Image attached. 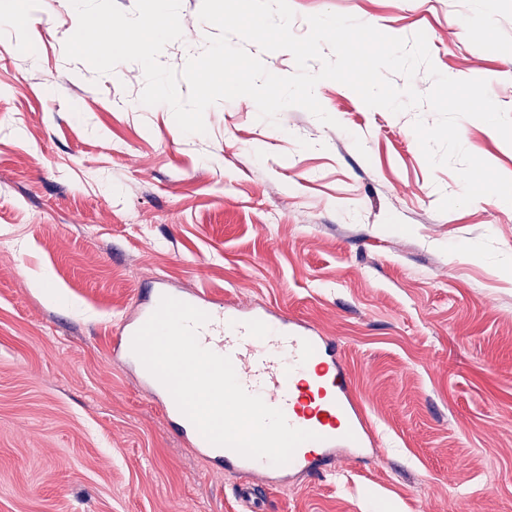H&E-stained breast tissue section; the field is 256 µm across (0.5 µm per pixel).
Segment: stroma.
Segmentation results:
<instances>
[{"instance_id":"35a3bbf8","label":"stroma","mask_w":512,"mask_h":512,"mask_svg":"<svg viewBox=\"0 0 512 512\" xmlns=\"http://www.w3.org/2000/svg\"><path fill=\"white\" fill-rule=\"evenodd\" d=\"M182 0V70L215 27ZM397 37L424 32L444 75L483 79L512 111V0H290ZM71 0L0 24V512H244L132 367L115 330L161 277L266 304L338 344L384 464L340 460L268 491L264 512H512V205L461 194L412 129L346 85L276 122L239 97L184 134L143 105L142 67L68 59ZM463 147L512 178V145L459 122ZM49 277L52 290L34 289Z\"/></svg>"}]
</instances>
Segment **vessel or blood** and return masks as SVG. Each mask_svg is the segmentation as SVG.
<instances>
[{
  "mask_svg": "<svg viewBox=\"0 0 512 512\" xmlns=\"http://www.w3.org/2000/svg\"><path fill=\"white\" fill-rule=\"evenodd\" d=\"M186 302L209 316L198 330L200 344L229 356L240 384L281 409L295 428L315 432L292 460L276 466L209 443L177 407L172 395L146 368L139 379L153 394L167 421L189 447L223 463L225 471L252 482L285 485L292 473L319 475L336 461L337 447L351 457L374 454L379 438L352 381L337 360L336 345L310 324L264 306L235 308L199 292L178 291L157 279L136 313L118 328L117 359L134 360L132 340L162 297Z\"/></svg>",
  "mask_w": 512,
  "mask_h": 512,
  "instance_id": "b4317fda",
  "label": "vessel or blood"
}]
</instances>
